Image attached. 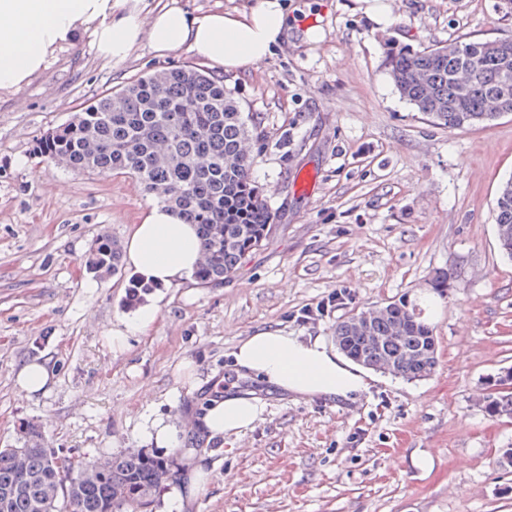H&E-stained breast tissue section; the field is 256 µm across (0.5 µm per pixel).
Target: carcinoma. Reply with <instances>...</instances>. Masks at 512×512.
Listing matches in <instances>:
<instances>
[{"label": "carcinoma", "mask_w": 512, "mask_h": 512, "mask_svg": "<svg viewBox=\"0 0 512 512\" xmlns=\"http://www.w3.org/2000/svg\"><path fill=\"white\" fill-rule=\"evenodd\" d=\"M447 47L389 43L384 68L399 95L433 122L463 128L512 114V40H476ZM120 90L123 102L103 92L79 115L37 139L35 150L62 158L77 172L134 176L157 200L197 226L205 259L195 271L202 285L231 277L272 230L275 214L251 176L247 144L258 137L224 81L194 68L164 71ZM500 106L488 111L490 102ZM499 249L512 258V180L496 201ZM121 252L109 239L94 244L88 267L115 271ZM361 331L349 320L336 324V342L370 369L394 362L391 375L419 380L437 358L422 355L436 341L419 305L404 299L369 313ZM491 416L512 415V391L488 397ZM23 456L0 448V502L6 512H152L160 473L168 460L146 450L106 459L93 476L89 464L64 461L28 430Z\"/></svg>", "instance_id": "obj_1"}]
</instances>
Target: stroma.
<instances>
[{
    "label": "stroma",
    "mask_w": 512,
    "mask_h": 512,
    "mask_svg": "<svg viewBox=\"0 0 512 512\" xmlns=\"http://www.w3.org/2000/svg\"><path fill=\"white\" fill-rule=\"evenodd\" d=\"M179 3L246 13L257 0H125L129 12ZM501 0H284L291 26L271 57L222 72L258 123L253 178L275 227L217 287L191 280L150 289L152 329L111 347L134 313L133 275L89 272L96 240L125 245L154 198L129 174L77 173L47 162L35 141L102 91L175 66L141 41L125 60L89 39L56 50L28 84L0 91V448L23 447L29 426L64 456L96 461L148 448L147 418L184 428L212 382L234 374L237 344L263 330L321 337L337 322L402 298L431 296L437 365L407 381L374 372L352 401L254 390L263 414L208 440L209 488L179 507L164 485L155 512H512V416H489L491 384L512 369V259L499 250L495 205L512 179V114L464 128L432 122L397 92L382 62L388 42L432 47L512 39ZM316 186L295 189L300 172ZM328 313H301L333 292ZM48 360L49 390L19 398L23 362ZM430 456L428 468L418 467Z\"/></svg>",
    "instance_id": "stroma-1"
}]
</instances>
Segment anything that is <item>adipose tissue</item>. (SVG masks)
<instances>
[{
	"label": "adipose tissue",
	"instance_id": "1",
	"mask_svg": "<svg viewBox=\"0 0 512 512\" xmlns=\"http://www.w3.org/2000/svg\"><path fill=\"white\" fill-rule=\"evenodd\" d=\"M120 8V0H0V91L29 82L57 49L87 35L112 61L124 60L145 39L161 55L184 48L214 69L245 71L269 57L288 24L282 0H259L244 14L172 6L144 18ZM125 251L137 277L163 287L193 274L201 244L194 225L158 204L134 225ZM234 359L238 371L285 393L348 401L369 389L368 374L316 338L261 331L238 343ZM263 411L254 396L219 380L200 420L214 438L253 427Z\"/></svg>",
	"mask_w": 512,
	"mask_h": 512
}]
</instances>
